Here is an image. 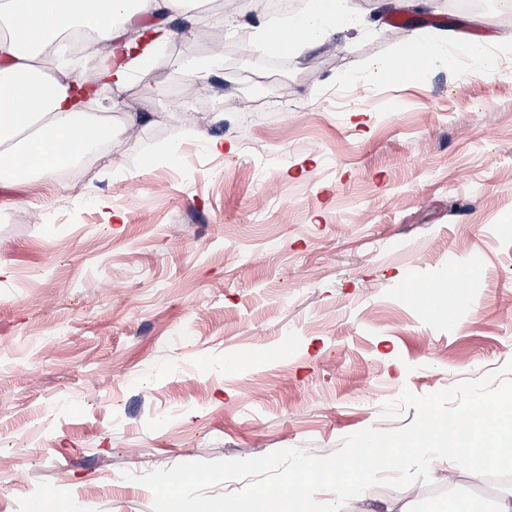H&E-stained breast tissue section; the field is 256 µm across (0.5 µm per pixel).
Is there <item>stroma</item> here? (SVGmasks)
<instances>
[{"mask_svg": "<svg viewBox=\"0 0 512 512\" xmlns=\"http://www.w3.org/2000/svg\"><path fill=\"white\" fill-rule=\"evenodd\" d=\"M220 14L224 64L207 83L184 68L203 32L178 18L184 39L99 95L114 126H133L111 164L76 188L53 175L0 186V512L47 495L64 512H151V491L123 472L324 456L364 428L411 424L412 409L380 417L403 389L512 361V67L373 74L414 38L510 59L512 20L361 0L335 43L288 56L261 85L247 74L277 54L238 40L282 13L223 0ZM444 279L457 286L437 300L469 302L449 323L406 295ZM255 347L274 355L225 371V355ZM448 492L491 512L507 490L450 462L342 512H443Z\"/></svg>", "mask_w": 512, "mask_h": 512, "instance_id": "35a3bbf8", "label": "stroma"}]
</instances>
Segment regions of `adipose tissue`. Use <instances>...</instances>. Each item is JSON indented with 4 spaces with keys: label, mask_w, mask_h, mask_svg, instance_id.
I'll return each instance as SVG.
<instances>
[{
    "label": "adipose tissue",
    "mask_w": 512,
    "mask_h": 512,
    "mask_svg": "<svg viewBox=\"0 0 512 512\" xmlns=\"http://www.w3.org/2000/svg\"><path fill=\"white\" fill-rule=\"evenodd\" d=\"M191 0H0V182L44 176L73 163L92 146L116 137L110 118L83 111L78 89L86 82L68 45L74 31L87 28L88 58L97 62L102 86L126 84L134 67L150 65L156 48L175 38L171 22L191 18ZM353 0H309L284 28L289 50L331 42L352 23ZM468 57L473 73L488 80L496 57L481 43L455 46L435 41L400 43L392 61L415 55L407 70L420 77L450 54Z\"/></svg>",
    "instance_id": "1"
}]
</instances>
